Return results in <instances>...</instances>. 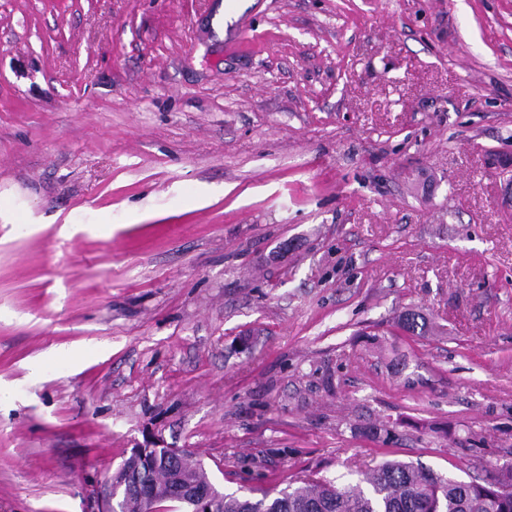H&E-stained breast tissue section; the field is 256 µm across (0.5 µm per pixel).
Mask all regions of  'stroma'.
<instances>
[{
	"label": "stroma",
	"instance_id": "35a3bbf8",
	"mask_svg": "<svg viewBox=\"0 0 512 512\" xmlns=\"http://www.w3.org/2000/svg\"><path fill=\"white\" fill-rule=\"evenodd\" d=\"M223 2L0 0V512L512 466V0Z\"/></svg>",
	"mask_w": 512,
	"mask_h": 512
}]
</instances>
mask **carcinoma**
Segmentation results:
<instances>
[{
  "instance_id": "carcinoma-1",
  "label": "carcinoma",
  "mask_w": 512,
  "mask_h": 512,
  "mask_svg": "<svg viewBox=\"0 0 512 512\" xmlns=\"http://www.w3.org/2000/svg\"><path fill=\"white\" fill-rule=\"evenodd\" d=\"M127 480L170 507V474L183 470L187 479L219 496L220 512H512V493L506 499L491 486L478 485L440 474L420 463L385 460L362 472L355 484L308 474L299 485H287L275 497L256 488L238 493L215 490L202 464L189 458L159 454L146 462L126 458Z\"/></svg>"
}]
</instances>
